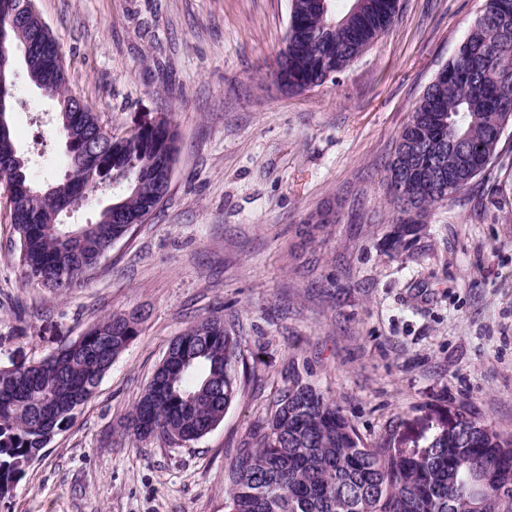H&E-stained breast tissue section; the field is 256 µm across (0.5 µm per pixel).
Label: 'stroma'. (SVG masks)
I'll return each instance as SVG.
<instances>
[{
	"label": "stroma",
	"mask_w": 512,
	"mask_h": 512,
	"mask_svg": "<svg viewBox=\"0 0 512 512\" xmlns=\"http://www.w3.org/2000/svg\"><path fill=\"white\" fill-rule=\"evenodd\" d=\"M483 4L399 0L393 26L336 82L290 94L274 77L290 0H35L72 91L106 129L164 118L179 152L156 213L65 296L26 280L0 189L1 367L109 315L143 316L0 512H225L242 436L296 375L371 443L417 452L465 413L512 437V126L405 250L384 245L396 138ZM56 112L14 54L12 135L40 185L68 167ZM318 214L328 224L308 227ZM217 312L244 358L221 425L186 448L128 436L170 341Z\"/></svg>",
	"instance_id": "stroma-1"
}]
</instances>
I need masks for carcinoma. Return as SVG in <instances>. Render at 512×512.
<instances>
[{"label":"carcinoma","instance_id":"obj_1","mask_svg":"<svg viewBox=\"0 0 512 512\" xmlns=\"http://www.w3.org/2000/svg\"><path fill=\"white\" fill-rule=\"evenodd\" d=\"M298 24L287 29L278 80L301 93L335 79L394 23L399 0H291ZM31 56L41 93L57 102L56 120L73 138L69 167L54 184L16 192L10 224L27 279L64 295L97 274L112 245L164 201L163 171L175 165L178 132L166 119L130 136H109L97 113L78 104L60 44L29 27L6 29L0 57V184L32 185L10 130L13 51ZM512 114V0H484L468 37L409 114L386 171L397 205L388 247L397 252L423 218L466 189L497 156ZM112 203L86 224H66L105 183ZM134 314H114L28 367L0 368V497L74 422L115 360L140 333ZM239 337L224 315L207 316L175 337L136 400L124 430L169 448L190 446L224 420L238 394ZM485 484L469 491L473 471ZM228 512H512V439L470 417L441 431L416 458L363 439L336 402L295 376L271 411L241 440L228 470Z\"/></svg>","mask_w":512,"mask_h":512}]
</instances>
